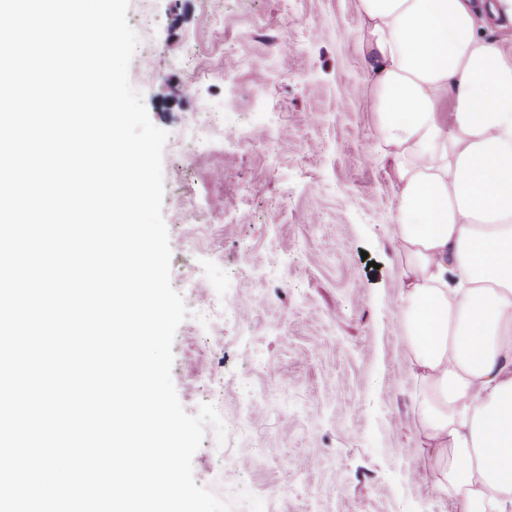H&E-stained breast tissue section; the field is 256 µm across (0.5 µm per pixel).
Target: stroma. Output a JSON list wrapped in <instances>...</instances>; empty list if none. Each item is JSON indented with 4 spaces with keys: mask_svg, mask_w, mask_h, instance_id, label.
Listing matches in <instances>:
<instances>
[{
    "mask_svg": "<svg viewBox=\"0 0 512 512\" xmlns=\"http://www.w3.org/2000/svg\"><path fill=\"white\" fill-rule=\"evenodd\" d=\"M128 21L130 82L168 133L170 279L190 311L172 380L227 433L206 427L197 484L264 512H456L404 426L394 182L355 0H129Z\"/></svg>",
    "mask_w": 512,
    "mask_h": 512,
    "instance_id": "35a3bbf8",
    "label": "stroma"
}]
</instances>
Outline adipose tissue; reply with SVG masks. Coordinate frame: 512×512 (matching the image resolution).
<instances>
[{
  "label": "adipose tissue",
  "mask_w": 512,
  "mask_h": 512,
  "mask_svg": "<svg viewBox=\"0 0 512 512\" xmlns=\"http://www.w3.org/2000/svg\"><path fill=\"white\" fill-rule=\"evenodd\" d=\"M397 179L392 242L422 430L458 512H512V0H357Z\"/></svg>",
  "instance_id": "adipose-tissue-1"
}]
</instances>
